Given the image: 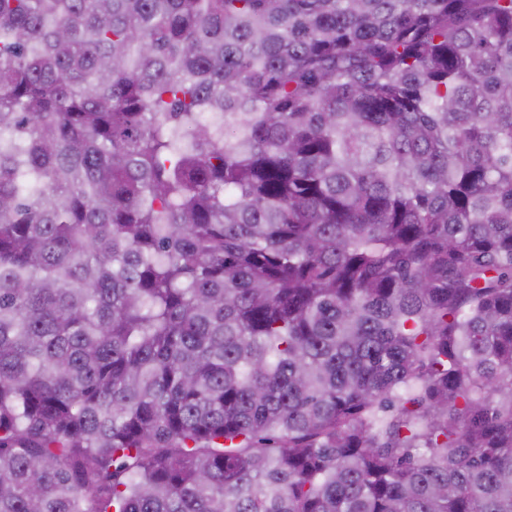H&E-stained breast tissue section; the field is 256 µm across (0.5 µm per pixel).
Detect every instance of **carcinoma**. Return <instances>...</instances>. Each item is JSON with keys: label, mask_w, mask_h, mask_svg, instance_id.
<instances>
[{"label": "carcinoma", "mask_w": 512, "mask_h": 512, "mask_svg": "<svg viewBox=\"0 0 512 512\" xmlns=\"http://www.w3.org/2000/svg\"><path fill=\"white\" fill-rule=\"evenodd\" d=\"M0 512H512V0H0Z\"/></svg>", "instance_id": "1"}]
</instances>
